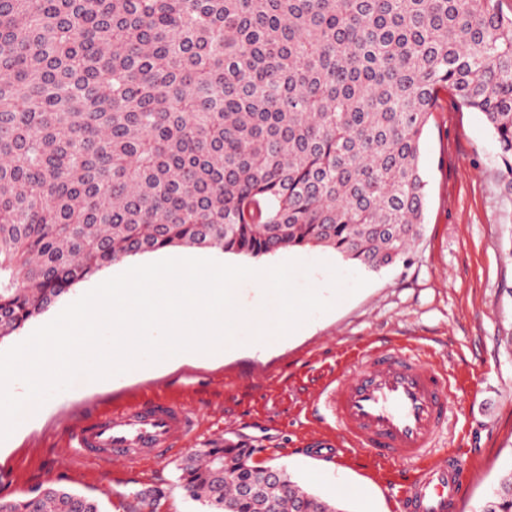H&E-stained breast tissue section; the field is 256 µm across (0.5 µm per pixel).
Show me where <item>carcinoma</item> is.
<instances>
[{"instance_id": "obj_1", "label": "carcinoma", "mask_w": 512, "mask_h": 512, "mask_svg": "<svg viewBox=\"0 0 512 512\" xmlns=\"http://www.w3.org/2000/svg\"><path fill=\"white\" fill-rule=\"evenodd\" d=\"M442 92L512 175L499 0H0V341L129 257L306 247L367 271L421 235ZM253 449L177 466L203 512H343ZM166 490L129 491L155 512ZM0 512H101L56 483ZM481 512H512V476Z\"/></svg>"}]
</instances>
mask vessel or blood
Instances as JSON below:
<instances>
[{
  "label": "vessel or blood",
  "instance_id": "obj_1",
  "mask_svg": "<svg viewBox=\"0 0 512 512\" xmlns=\"http://www.w3.org/2000/svg\"><path fill=\"white\" fill-rule=\"evenodd\" d=\"M353 364V380L332 378L317 391L321 432L311 446L331 454L341 436L367 448L373 460L405 464L400 512H455L464 481L461 459L454 452L431 455L447 415L446 375L396 350H365ZM195 432L196 420L182 402L163 397L81 418L68 440L76 459L119 461L132 469L143 456L168 455Z\"/></svg>",
  "mask_w": 512,
  "mask_h": 512
}]
</instances>
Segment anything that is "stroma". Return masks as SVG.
<instances>
[{
    "label": "stroma",
    "instance_id": "35a3bbf8",
    "mask_svg": "<svg viewBox=\"0 0 512 512\" xmlns=\"http://www.w3.org/2000/svg\"><path fill=\"white\" fill-rule=\"evenodd\" d=\"M480 113L442 94L421 146L426 181L422 237L403 260L377 272L334 251L303 248L261 259L188 247L156 252L159 260L192 256L253 267L296 262L297 288L338 290L331 309L309 315L303 329L273 336L266 353H225L209 360H144L137 373L91 385L76 376L47 400L33 424L0 446V496L54 481L126 512L115 490L167 487L157 512H200L177 487L181 455L212 444H241L261 463L283 465L305 489L339 502L344 512H398L391 469L345 443L332 458L305 445L307 401L329 373L353 376L358 347L415 348L426 365L447 371L454 390L438 452L458 453L465 468L457 512H480L512 474V176ZM178 397L197 414L196 436L182 454L146 456L138 472L115 462L76 460L67 434L79 415L110 412L151 397Z\"/></svg>",
    "mask_w": 512,
    "mask_h": 512
}]
</instances>
